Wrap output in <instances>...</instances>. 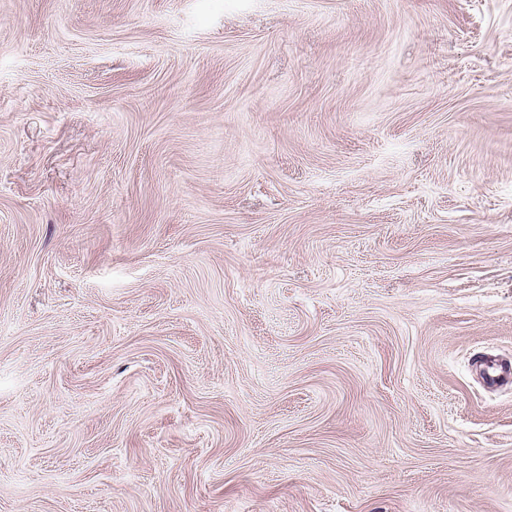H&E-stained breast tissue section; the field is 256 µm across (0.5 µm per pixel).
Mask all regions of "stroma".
<instances>
[{"label":"stroma","mask_w":512,"mask_h":512,"mask_svg":"<svg viewBox=\"0 0 512 512\" xmlns=\"http://www.w3.org/2000/svg\"><path fill=\"white\" fill-rule=\"evenodd\" d=\"M512 0H0V512H512ZM512 360L510 358L488 357L484 363L482 381L488 388H497L511 383Z\"/></svg>","instance_id":"stroma-1"}]
</instances>
